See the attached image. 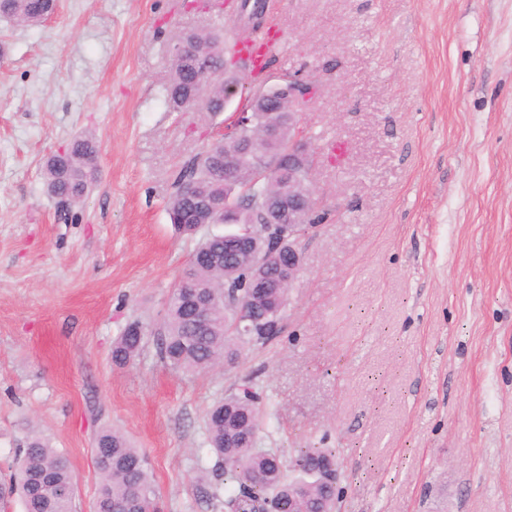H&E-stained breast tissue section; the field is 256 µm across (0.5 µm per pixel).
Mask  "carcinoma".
I'll use <instances>...</instances> for the list:
<instances>
[{
	"instance_id": "carcinoma-1",
	"label": "carcinoma",
	"mask_w": 512,
	"mask_h": 512,
	"mask_svg": "<svg viewBox=\"0 0 512 512\" xmlns=\"http://www.w3.org/2000/svg\"><path fill=\"white\" fill-rule=\"evenodd\" d=\"M55 7L56 0H0V17L32 26L43 22ZM187 37L209 66L197 69L168 53L171 78L163 90L165 104L173 112L202 108L222 112L226 93L224 58L236 52L238 35L228 38L224 30L210 29L190 30ZM292 136L288 122H282L275 143L267 148L269 161L275 166H288ZM242 145L239 138L218 140L179 168L171 182L167 210L180 233L194 237L207 226L224 223L225 197L244 187L247 193L241 198L237 221L251 224L248 198H262L280 190L281 181L273 172L261 181L254 180L253 157L241 154ZM231 158L236 160L233 189L224 186V162ZM43 178L52 198L71 205L79 203L99 181L95 136H76L64 156L49 157ZM319 219L311 209L304 223L281 226L274 232L296 238ZM261 253L259 244L250 253L230 254L224 246V235H205L173 286L163 322L152 333L138 321L128 323L113 343V363L121 368L132 362L151 334L156 338L160 358L171 369L201 374L219 364H236L246 344L275 339L281 331L289 289L250 288L256 272L254 258ZM226 284L237 289L242 302L224 298ZM191 288L209 303L202 321L188 306L186 290ZM263 424L262 395L248 382L215 402L205 414L206 442L218 462L224 464V507L250 512L261 503L269 512H336L340 488L326 483L322 476L323 468L336 463L335 451L300 448L291 457L290 470L279 449L261 447ZM95 446L104 447L106 454H95L98 485L94 512H156V488L145 454L132 447L122 432L109 427L99 431ZM18 456L14 476L0 483L1 501L17 494L24 512H75L77 494L56 495V488L77 484L74 471L68 458L40 430L27 428Z\"/></svg>"
}]
</instances>
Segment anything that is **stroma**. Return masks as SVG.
Returning <instances> with one entry per match:
<instances>
[{
	"mask_svg": "<svg viewBox=\"0 0 512 512\" xmlns=\"http://www.w3.org/2000/svg\"><path fill=\"white\" fill-rule=\"evenodd\" d=\"M180 3L0 18V481L34 424L94 512L108 426L148 456L158 512H224L204 415L249 377L266 447L336 449L339 512H512V0H269L266 78L321 87L300 125L324 219L283 333L193 376L152 338L126 367L111 355L127 322L163 320L195 245L172 177L234 119L163 102L173 33L232 16ZM82 132L100 181L67 223L42 169Z\"/></svg>",
	"mask_w": 512,
	"mask_h": 512,
	"instance_id": "35a3bbf8",
	"label": "stroma"
}]
</instances>
